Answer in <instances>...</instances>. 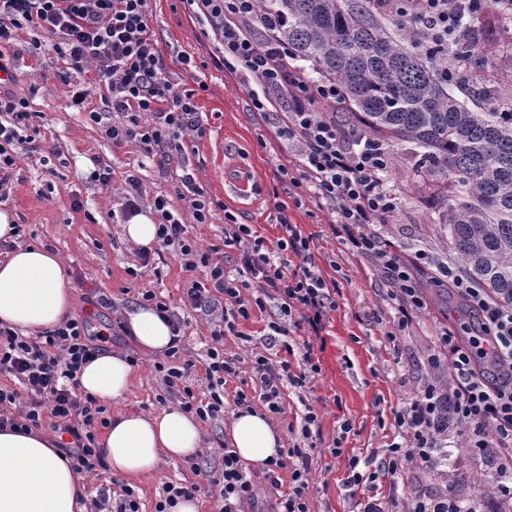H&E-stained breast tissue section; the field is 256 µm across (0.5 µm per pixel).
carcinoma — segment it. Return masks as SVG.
Instances as JSON below:
<instances>
[{
    "label": "carcinoma",
    "mask_w": 512,
    "mask_h": 512,
    "mask_svg": "<svg viewBox=\"0 0 512 512\" xmlns=\"http://www.w3.org/2000/svg\"><path fill=\"white\" fill-rule=\"evenodd\" d=\"M264 17L287 19L273 35L310 73L336 81L339 125L362 135L422 149L429 180L451 185L440 226L466 276L489 296L512 303V98L500 105L497 70L512 68V43L474 71L469 95L495 101L470 109L448 93L441 57L407 46L367 0H257ZM481 474L475 486L491 488ZM471 485V486H473ZM471 486H448L465 501Z\"/></svg>",
    "instance_id": "carcinoma-1"
}]
</instances>
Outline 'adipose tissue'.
Instances as JSON below:
<instances>
[{"label":"adipose tissue","mask_w":512,"mask_h":512,"mask_svg":"<svg viewBox=\"0 0 512 512\" xmlns=\"http://www.w3.org/2000/svg\"><path fill=\"white\" fill-rule=\"evenodd\" d=\"M8 212L0 209V242L11 245L0 260V326L34 336L59 325L74 310L71 271L52 250L14 245ZM127 331L145 355L165 351L169 325L149 306L127 313ZM134 369L124 354L105 352L80 374L82 391L102 401L122 400ZM227 443L240 461L255 467L276 456L278 432L260 411L232 415ZM57 438L43 430L16 433L0 429V512H86L80 500L86 487L56 449ZM116 475L137 479L150 473L160 457L184 460L198 454L202 434L198 419L177 408L153 412L120 411L98 443Z\"/></svg>","instance_id":"adipose-tissue-1"}]
</instances>
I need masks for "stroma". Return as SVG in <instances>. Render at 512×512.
<instances>
[{
  "instance_id": "1",
  "label": "stroma",
  "mask_w": 512,
  "mask_h": 512,
  "mask_svg": "<svg viewBox=\"0 0 512 512\" xmlns=\"http://www.w3.org/2000/svg\"><path fill=\"white\" fill-rule=\"evenodd\" d=\"M147 18L167 80L177 92L194 93L203 136L187 134L183 160L165 165L147 158L138 143L113 145L105 130L121 117L105 101L104 83L95 72H88L87 110L69 107L65 87L53 78L62 66L61 59L41 30L24 27L6 50L12 76L0 82V88L27 99L42 149L21 157L14 166L0 208L10 211L14 223L21 225L19 244L46 246L66 260L76 299L73 315L89 318L93 332L106 336L107 350L135 353L129 339L114 342L110 336L113 321L140 306L142 292L153 290L165 300L181 320V356L193 364L187 383L199 400L209 395L205 367L212 326L185 307L183 295L191 280H204L205 271L185 273L179 252L170 247L152 255L149 264H142L137 248L123 236L125 179L133 175L139 180L142 213L152 214L154 199L164 197L185 225L187 239L211 252L230 273L239 269L240 262L237 247L224 244L225 214L250 225L272 248L280 235L276 216L285 212L303 235L312 237L317 263L340 291L322 333L323 345L313 351L319 373L304 390L283 387V411L271 420L286 446L294 443L293 430L300 427L306 407H313L320 438L310 460L309 506L312 512H354L357 500L344 485L349 458L366 459L374 466L385 458L395 436L394 410L433 376L429 357L434 341L447 324L464 327L463 312L432 288L429 275H422L427 307L414 315L396 342H388L394 310L385 281L368 257L350 251L335 237L332 206L309 185L293 182L300 173L297 149L277 134L285 105L268 113L254 111L250 96L254 80L244 72L224 69L219 62V39L186 0H148ZM36 42L41 45L37 51L32 48ZM93 110L102 113L101 123L90 120ZM389 152L388 180L398 207L389 223L377 225V232L404 254L424 249L450 257L439 226V198L424 183L416 182L405 146L392 145ZM98 162L112 170L108 183L91 177ZM187 170L194 172L198 187L215 203L208 223L194 221L189 192L182 182ZM101 297L110 299L111 307H97ZM276 315L275 304L266 302L264 311H252L248 320L237 321L235 332L225 333L224 355L238 369L237 375L224 378L225 403H232L236 391L253 392L250 380L256 356H266L275 364L288 361L291 372L299 371L300 356H288L284 348L285 343L298 340V333L273 341L265 338L267 324ZM154 363L153 357H139L128 395L109 403L108 413L123 409L152 412L179 405V397L167 392ZM227 422L224 416L202 421L204 447L194 461L164 458L151 473L129 482L120 476L108 480L83 475L90 499H97L102 484H109L106 510L114 512L129 484L142 512H154L165 485L202 483L211 472L222 470ZM345 422L350 425L346 434L341 431ZM337 440L342 452L335 457L330 449ZM448 444L447 472L405 468L401 479L409 492L439 490L450 480L466 484L476 474L492 469L490 459L470 455L458 433L449 434ZM250 474L256 497L245 505V512H273L276 500L289 489V470H279L274 483L266 479L263 469H251Z\"/></svg>"
}]
</instances>
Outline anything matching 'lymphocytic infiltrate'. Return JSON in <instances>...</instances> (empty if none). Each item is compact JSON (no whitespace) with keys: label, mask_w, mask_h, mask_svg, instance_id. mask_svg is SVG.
Listing matches in <instances>:
<instances>
[{"label":"lymphocytic infiltrate","mask_w":512,"mask_h":512,"mask_svg":"<svg viewBox=\"0 0 512 512\" xmlns=\"http://www.w3.org/2000/svg\"><path fill=\"white\" fill-rule=\"evenodd\" d=\"M373 2L378 9L400 16L410 43L425 52L447 47L450 39L474 32L486 10L512 18V0ZM188 3L219 37L225 68L243 70L255 79L251 92L255 111H273L280 96H287L288 111L278 135L297 145L305 179L319 198L333 204L336 236L371 259L385 279L394 309L388 340L396 341L413 313L424 308L418 274L426 269L434 281L451 284L480 317L478 329L469 338H462L452 328L441 330L431 364L447 370V381L424 383L395 411L398 440L390 444L382 472L364 470L360 458L351 457L347 485L370 490L380 473L394 475L408 464L421 470L433 468L444 459L449 433L457 430L473 454L491 459L493 489H473L463 503L444 491L403 493L394 483L386 496H364L358 512H385L388 503L401 504L402 512H486L489 494L512 495V304L491 300L456 264L422 249L403 257L392 242L372 232V225L386 222L397 209L385 177L390 165L387 146L378 140L343 135L334 113L315 109L318 100L340 102L339 85L331 80H308L287 44L272 39L256 42L254 0ZM27 25L52 38V48L64 63L57 77L71 89V106L84 108L83 78L88 65H95L107 86L113 111L123 117L107 129L113 145L138 142L147 156L166 164L181 157L186 132L203 133L193 93L173 92L163 75V64L148 31L147 0H0V72L9 70L4 47L11 45L16 30ZM0 113L10 117L9 122H0L1 187L6 183L5 171L12 169L20 156L39 151L40 131H21L30 117L25 98L0 94ZM154 210L161 246H179L184 271L207 270L205 280L192 281L187 288L185 306L206 316L220 315L223 322L222 329L212 330L213 345L207 350L208 401H198L185 384L191 361L159 363L156 372L168 389H180L184 410L202 419L223 414L224 377L235 371L224 356V332L234 329L238 319H249L252 307H263L265 301L272 300L279 317L269 322L270 331L279 336L294 329L307 333L298 345L304 372L290 374L287 362L275 365L262 355L254 360L260 400L269 413H281L283 385L300 389L319 373L312 340L320 336L328 313L336 308V284L326 280L318 267L312 237L302 235L286 215H278L281 236L271 251L249 225L229 220L224 226V243L239 250L243 275L238 278L187 243L184 226L165 198H155ZM292 257L297 260L293 266L288 263ZM219 294L224 297L220 305L215 302ZM89 327L87 320L70 318L36 340L0 328V373L14 376L28 396L21 403L16 392L0 388V427L26 433L41 427L44 416H51L53 427L71 437L66 455L73 471L81 475L106 466L93 431L104 409L96 398L81 392L78 381L83 365L101 353L98 337ZM317 434V415L307 410L301 425L302 444L266 462L265 474L270 480L277 470H291V487L277 502L275 512H310L306 496L309 452L316 447ZM205 488L217 494L216 512H242L244 504L255 497L251 476L228 449L222 471L209 475L206 484L166 485L155 512H166L178 499L197 497Z\"/></svg>","instance_id":"lymphocytic-infiltrate-1"}]
</instances>
